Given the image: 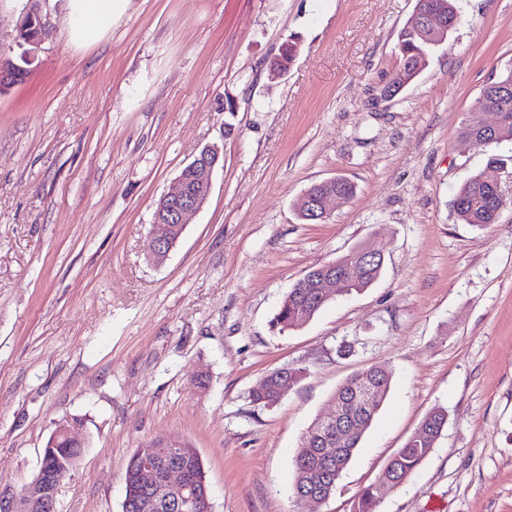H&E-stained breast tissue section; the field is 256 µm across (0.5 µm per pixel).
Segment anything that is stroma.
Here are the masks:
<instances>
[{
  "mask_svg": "<svg viewBox=\"0 0 512 512\" xmlns=\"http://www.w3.org/2000/svg\"><path fill=\"white\" fill-rule=\"evenodd\" d=\"M415 4L125 0L83 45L69 0H44L54 34L0 95V490L74 421L85 448L59 512H122L129 458L172 436L200 454L214 512H307L301 436L346 378L385 365L388 396L319 512H352L438 406L435 448L379 512H512V209L478 229L452 205L488 171L459 128L512 70V0H457L459 26L391 97ZM211 145L208 201L154 265L155 203ZM339 176L354 196L301 220L307 189ZM364 244L385 253L370 288L274 326L289 288ZM287 365L307 373L252 406ZM281 369L284 372H288L287 378L281 375L280 370H274L265 376L267 377V382L264 386L263 383L265 379L250 391L249 399L254 406L258 408H268L277 405L282 400L281 389L284 382L288 380L283 389V394L285 395L288 392V384L293 388V386L307 371L306 368L303 367H293L288 369V366H286Z\"/></svg>",
  "mask_w": 512,
  "mask_h": 512,
  "instance_id": "35a3bbf8",
  "label": "stroma"
}]
</instances>
